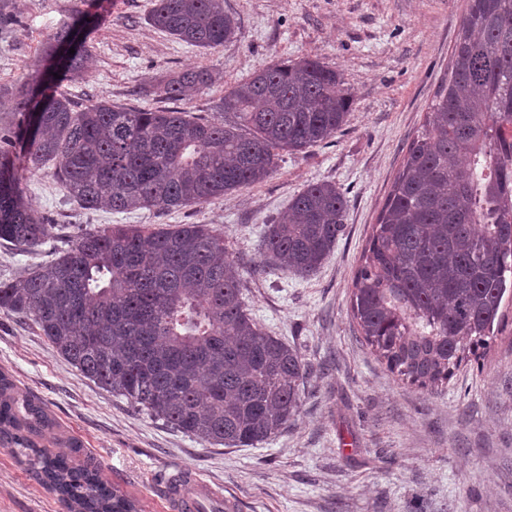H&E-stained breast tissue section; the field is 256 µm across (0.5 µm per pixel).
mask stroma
<instances>
[{"label":"stroma","instance_id":"stroma-1","mask_svg":"<svg viewBox=\"0 0 512 512\" xmlns=\"http://www.w3.org/2000/svg\"><path fill=\"white\" fill-rule=\"evenodd\" d=\"M154 0H11L0 28V132L21 116L14 90L48 62L50 37L76 10L99 25L79 75L60 87L76 106L106 100L164 109L175 73L212 71L186 107L214 119L227 86L259 68L316 58L352 96L349 121L328 143L283 153L264 183L179 211L115 213L70 201L51 169L28 175L25 200L58 227L36 254L0 246V280L51 259L70 237L108 224H205L223 233L244 299L263 329L311 367L286 430L251 448L216 446L168 427L85 377L28 320L0 311V369L56 419L50 452L79 439L102 476L163 512L181 469L234 512H512V300L504 301L482 366L463 362L425 391L402 383L360 336L350 298L355 271L410 142L448 76L466 0H224L235 39L204 50L148 24ZM329 181L348 201L333 254L307 277L263 265L260 240L308 183ZM0 512H68L11 449L0 447Z\"/></svg>","mask_w":512,"mask_h":512}]
</instances>
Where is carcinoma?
<instances>
[{"mask_svg": "<svg viewBox=\"0 0 512 512\" xmlns=\"http://www.w3.org/2000/svg\"><path fill=\"white\" fill-rule=\"evenodd\" d=\"M148 21L189 46L217 49L236 35L223 0H156ZM90 30L76 10L50 38L75 53L16 89L22 124L0 136V245L34 253L56 225L24 200L27 174L50 164L85 209L180 210L252 188L280 152L318 146L352 107L336 68L304 58L263 67L224 91L223 120L180 108L95 101L57 92L80 71ZM213 81L192 69L164 96L182 101ZM336 184H308L265 225L263 261L313 274L346 228ZM239 266L206 224H112L82 232L27 275L0 281V310L31 321L89 379L185 434L252 447L288 427L308 367L248 312ZM512 292V0H466L450 75L409 144L354 278L351 312L365 343L420 389L448 380L494 336ZM55 421L0 371V445L16 447L68 512H138L81 444L52 454L35 438Z\"/></svg>", "mask_w": 512, "mask_h": 512, "instance_id": "cac0c4a2", "label": "carcinoma"}]
</instances>
